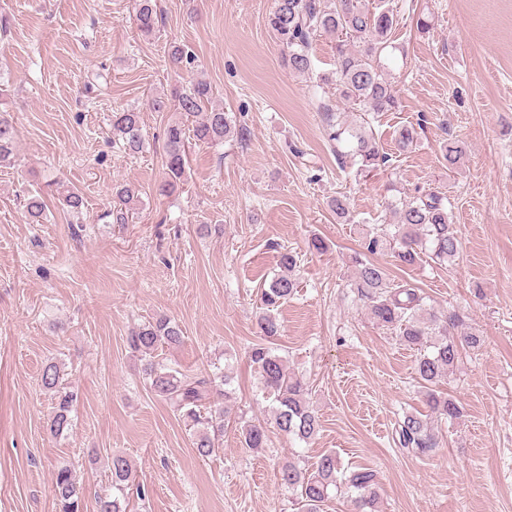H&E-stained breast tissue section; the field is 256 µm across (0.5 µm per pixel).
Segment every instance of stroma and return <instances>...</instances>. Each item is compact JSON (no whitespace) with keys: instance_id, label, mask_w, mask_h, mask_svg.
I'll use <instances>...</instances> for the list:
<instances>
[{"instance_id":"obj_1","label":"stroma","mask_w":512,"mask_h":512,"mask_svg":"<svg viewBox=\"0 0 512 512\" xmlns=\"http://www.w3.org/2000/svg\"><path fill=\"white\" fill-rule=\"evenodd\" d=\"M393 10L394 111L371 122L389 163L357 180L321 133L320 101L336 97V38L313 44L312 76L294 74L266 25L273 0H156L153 36L134 21V0H0V110L18 130L12 163L0 165V512H58L52 470L66 461L82 487V512L111 494L113 455L135 470L126 512H297L279 464L310 465L333 450L343 463L380 472L379 512H512V0H370ZM430 14L429 34L416 29ZM192 53L183 70L170 46ZM198 79L211 105L231 112L244 140L189 144L178 190L159 195L164 131L184 116L168 95ZM165 98L164 110L153 102ZM141 114L144 147L112 140L113 111ZM415 126L412 150H394L397 129ZM466 153L449 172L441 147ZM136 192L126 224L112 223L113 186ZM84 198L81 213L60 202ZM436 188L462 242L450 266L374 262L395 282L423 290L430 307L457 315L483 346L463 353L440 389L457 419L430 418L438 445L403 450L396 423L422 414L418 351L377 327L347 289L364 226L391 200ZM46 204L28 223L29 195ZM346 195L352 223L330 201ZM323 251L309 247L312 238ZM297 259L295 296L278 311L275 340L302 375L320 418L301 442L270 429L267 447H243L240 420H268L247 351L258 343V291L279 273L280 250ZM165 315L183 342L156 352L161 364L231 377L232 414L211 457H198L185 422L149 388L127 343ZM59 363L78 399L73 427L47 428L43 367Z\"/></svg>"}]
</instances>
